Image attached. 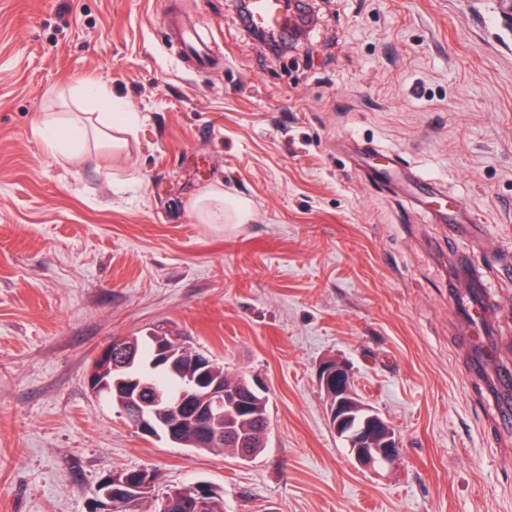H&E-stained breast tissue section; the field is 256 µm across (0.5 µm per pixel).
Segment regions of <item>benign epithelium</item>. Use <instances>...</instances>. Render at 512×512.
<instances>
[{
  "label": "benign epithelium",
  "instance_id": "benign-epithelium-1",
  "mask_svg": "<svg viewBox=\"0 0 512 512\" xmlns=\"http://www.w3.org/2000/svg\"><path fill=\"white\" fill-rule=\"evenodd\" d=\"M139 340L138 336L115 337L100 349L87 380L95 396H103L112 370L133 364ZM192 364L194 371L187 379L203 396L202 405L192 410V418L185 417L181 397L175 401L157 396L150 402L143 399L149 383L135 377L128 384L129 406L122 410V417L129 426L150 438L163 431L171 441L181 440L189 429L188 443L201 447L224 436L222 423L226 412L245 415L252 410L243 398L229 397L224 384L213 378L210 369L214 357L206 350L197 349ZM317 381L328 399L333 431L337 438L347 441L352 461L368 470L394 464L401 453L399 437L389 421L357 396L350 365L341 360H326L319 368ZM156 482V473L148 468L142 469L138 477L121 482L104 477L92 491V508L88 512H115L117 509L130 512L136 495ZM213 491L214 486L206 481H198L185 489H171L158 499L157 512H205Z\"/></svg>",
  "mask_w": 512,
  "mask_h": 512
}]
</instances>
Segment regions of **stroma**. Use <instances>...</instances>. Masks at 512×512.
Listing matches in <instances>:
<instances>
[{
	"instance_id": "35a3bbf8",
	"label": "stroma",
	"mask_w": 512,
	"mask_h": 512,
	"mask_svg": "<svg viewBox=\"0 0 512 512\" xmlns=\"http://www.w3.org/2000/svg\"><path fill=\"white\" fill-rule=\"evenodd\" d=\"M280 59L236 0H0V512H88L117 468L210 481L224 512H512V426L473 382L453 305L464 262L512 369V20L503 0H306ZM224 64L188 66L168 22ZM137 116L126 150L49 149L45 113ZM244 224H202L205 188ZM465 208L475 227L436 221ZM163 329L259 381L255 459L142 437L89 391L115 336ZM395 428L356 466L325 360ZM194 209L202 224H244L251 211L247 201L224 198L223 190L210 187L195 199Z\"/></svg>"
}]
</instances>
